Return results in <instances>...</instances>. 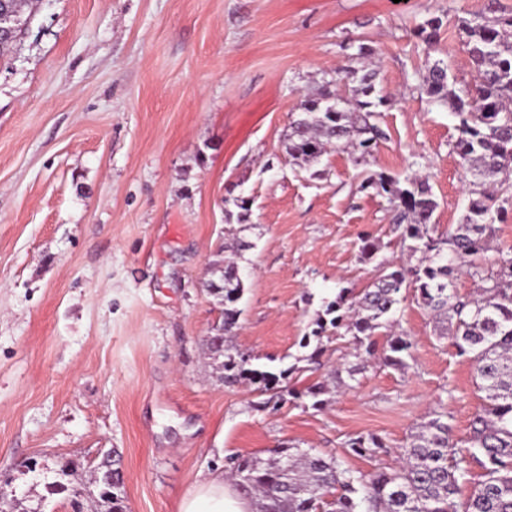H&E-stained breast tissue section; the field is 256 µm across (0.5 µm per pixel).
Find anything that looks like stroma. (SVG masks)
<instances>
[{
	"mask_svg": "<svg viewBox=\"0 0 512 512\" xmlns=\"http://www.w3.org/2000/svg\"><path fill=\"white\" fill-rule=\"evenodd\" d=\"M485 0H38L29 34L0 63V480L26 506L72 512L24 467L103 452L123 469L127 512H178L199 476L229 457L269 459L288 444L370 473L433 413L467 439L482 405L470 362L414 296L398 305L407 366H385L337 333L319 362L300 343L341 289L358 294L402 258L391 206L364 179L427 177L435 224L460 223L471 177L452 151L448 106L422 89L440 59L472 81L458 22ZM441 19L427 46L416 28ZM371 49L357 57L358 45ZM373 70L390 97L388 138L367 161L333 148L316 170L285 148L300 103L346 69ZM251 198L238 261L245 285L233 344L281 373L225 386L206 341L221 306L204 288L232 258L230 199ZM378 250L362 261L363 238ZM352 386H345L349 369ZM322 383L316 410L292 390ZM385 443L361 457L347 443Z\"/></svg>",
	"mask_w": 512,
	"mask_h": 512,
	"instance_id": "1",
	"label": "stroma"
}]
</instances>
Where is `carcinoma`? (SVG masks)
Returning a JSON list of instances; mask_svg holds the SVG:
<instances>
[{
  "instance_id": "carcinoma-1",
  "label": "carcinoma",
  "mask_w": 512,
  "mask_h": 512,
  "mask_svg": "<svg viewBox=\"0 0 512 512\" xmlns=\"http://www.w3.org/2000/svg\"><path fill=\"white\" fill-rule=\"evenodd\" d=\"M34 6V0H0V12L16 21L14 35L0 42V59L28 34ZM441 25L439 18H430L417 34L424 43L433 44ZM458 27L473 82L456 91L449 85L447 69L436 62L424 77L423 90L433 101L448 102L457 121L453 150L472 177L467 213L461 223L439 233L434 224L438 203L426 180L383 173L368 177L365 185L395 204L393 220L401 246L409 255L421 257L414 266L379 267L375 279L351 303L346 289H341L312 331L317 344L308 360L316 363L326 352L322 338L329 326L345 329L356 345L374 352V331L391 325L402 291L412 289L439 324L440 336L451 335L458 354L469 358L480 381L478 388L485 393L471 421L467 446H458L448 422L438 414L411 435L400 449L402 463L390 471L356 476L337 457L288 446L276 449V457L267 461L246 455L231 458V475L254 500L256 512H512V257L501 258L495 274L477 263L504 213L491 186L505 185L498 176L512 172V12L502 10L498 0H486L481 12L460 19ZM346 74L354 83L346 104L328 110V103L337 97L328 82L301 102L289 123L286 149L295 165L311 167L327 153V145L349 149L362 162L387 139L376 123L387 97L376 86L375 72L349 69ZM463 269L480 283L475 298H462L454 289L455 274ZM213 273L219 274V281H208V293L224 305L215 325V330L224 331V344L211 348L212 358L220 361L219 379L228 386L252 380L269 395L270 403L281 397L279 376L252 367L251 358L231 344L232 329L241 315L237 304L244 292L237 262L217 265ZM310 337H304L302 347L310 345ZM410 346L403 336L388 337L382 362L405 368L404 354ZM383 447L385 443L375 436H357L348 442L359 456H371ZM473 463L482 470V480L466 500L459 501L460 485ZM108 464L114 465L110 487L104 480ZM71 476V472L55 474L46 483L47 492L75 493ZM94 482L99 509L126 512L116 460L103 455L94 469Z\"/></svg>"
}]
</instances>
